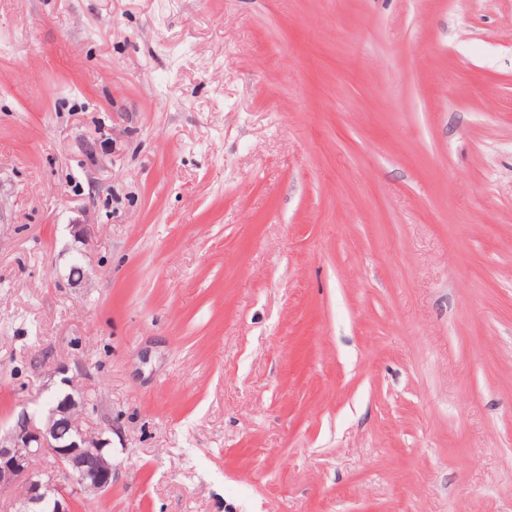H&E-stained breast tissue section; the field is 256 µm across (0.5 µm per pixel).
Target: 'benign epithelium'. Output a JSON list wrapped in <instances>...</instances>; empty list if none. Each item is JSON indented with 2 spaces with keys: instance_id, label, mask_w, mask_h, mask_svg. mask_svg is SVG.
<instances>
[{
  "instance_id": "benign-epithelium-1",
  "label": "benign epithelium",
  "mask_w": 512,
  "mask_h": 512,
  "mask_svg": "<svg viewBox=\"0 0 512 512\" xmlns=\"http://www.w3.org/2000/svg\"><path fill=\"white\" fill-rule=\"evenodd\" d=\"M87 409L83 397L69 396L41 414L24 410L0 435V488L22 485V512H74L76 496L96 495L112 486V458L104 452L109 440L91 435L81 424ZM75 431L69 442L61 430ZM52 455L56 464L40 472L29 465L34 456Z\"/></svg>"
}]
</instances>
